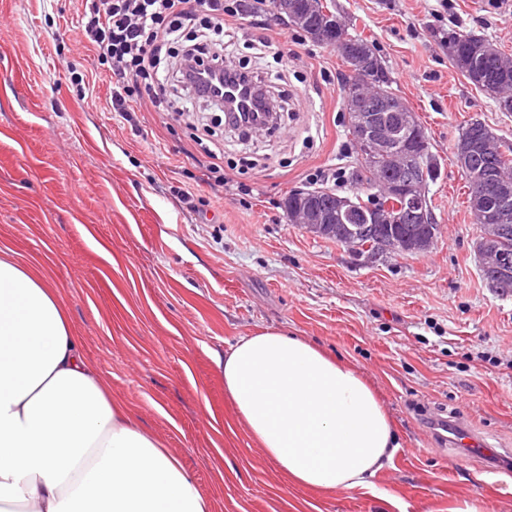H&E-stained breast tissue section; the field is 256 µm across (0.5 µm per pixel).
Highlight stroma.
I'll use <instances>...</instances> for the list:
<instances>
[{
  "label": "stroma",
  "instance_id": "stroma-1",
  "mask_svg": "<svg viewBox=\"0 0 512 512\" xmlns=\"http://www.w3.org/2000/svg\"><path fill=\"white\" fill-rule=\"evenodd\" d=\"M371 42L424 125L439 171L428 198L435 245L374 262L289 223L282 208L320 170L356 185L336 50L281 32L259 51L245 25L225 55L284 85L288 125L224 134L225 185L164 112L121 115L96 54L80 42L82 0H0V245L37 262L67 306L88 366L113 400L179 457L213 512H448L476 500L512 512V294L490 288L479 229L454 163L463 127L512 141V112L457 71L449 31L512 57V0H335ZM250 186L241 198L238 185ZM263 329L302 337L357 368L400 447L367 489L289 486L234 419L224 356ZM470 429L497 455H472L434 430Z\"/></svg>",
  "mask_w": 512,
  "mask_h": 512
}]
</instances>
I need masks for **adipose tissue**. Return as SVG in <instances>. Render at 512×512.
I'll return each mask as SVG.
<instances>
[{
    "instance_id": "ef3b65f1",
    "label": "adipose tissue",
    "mask_w": 512,
    "mask_h": 512,
    "mask_svg": "<svg viewBox=\"0 0 512 512\" xmlns=\"http://www.w3.org/2000/svg\"><path fill=\"white\" fill-rule=\"evenodd\" d=\"M223 370L237 423L292 486L367 488L399 447L365 376L303 338L244 337ZM0 512H213L87 367L56 288L1 247Z\"/></svg>"
}]
</instances>
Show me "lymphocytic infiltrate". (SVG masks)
Instances as JSON below:
<instances>
[{
    "label": "lymphocytic infiltrate",
    "instance_id": "1",
    "mask_svg": "<svg viewBox=\"0 0 512 512\" xmlns=\"http://www.w3.org/2000/svg\"><path fill=\"white\" fill-rule=\"evenodd\" d=\"M242 0H88L79 21L83 37L104 63L116 112L134 111L149 99L157 111L170 98L157 82L160 68L196 99L203 90L196 69L220 70L225 78L256 82L246 66L224 59V40L243 26Z\"/></svg>",
    "mask_w": 512,
    "mask_h": 512
}]
</instances>
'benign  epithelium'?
I'll return each instance as SVG.
<instances>
[{"label":"benign epithelium","instance_id":"1","mask_svg":"<svg viewBox=\"0 0 512 512\" xmlns=\"http://www.w3.org/2000/svg\"><path fill=\"white\" fill-rule=\"evenodd\" d=\"M269 14L274 21H286L294 27L305 24V15L288 4V0H273ZM348 121L357 129L359 156L362 164H372L389 152L412 156L421 151L424 141L418 134L416 114L396 97H373L365 94L349 96ZM492 146L488 138L475 140L456 151L455 164L460 171L470 167L471 157ZM474 217L480 234L474 249L479 264L490 275V286L500 293H512V263L497 247V241L512 230V177L500 169H492L471 183ZM374 196L384 204L367 210L358 208V198L344 196L336 206L320 210L307 202L311 194L306 189H295L289 197L292 206L289 221L305 232L321 237L336 233L352 242L362 235L374 234L380 224H405L403 233L378 236L373 246L352 248L365 251V259L375 261L399 249L428 248L435 242V223L429 206L425 176L420 168L402 166L395 175L375 185Z\"/></svg>","mask_w":512,"mask_h":512}]
</instances>
